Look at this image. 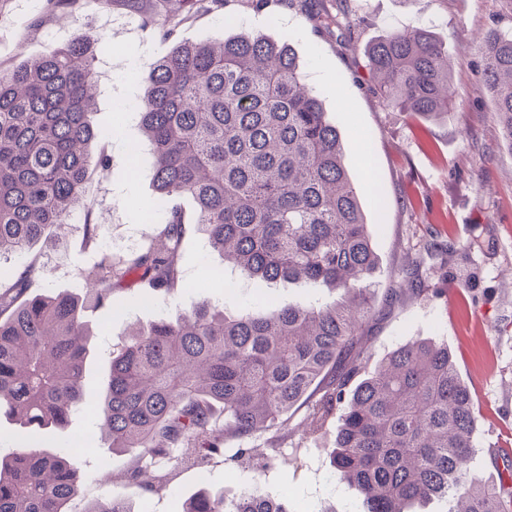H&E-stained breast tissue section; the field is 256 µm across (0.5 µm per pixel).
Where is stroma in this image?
<instances>
[{"label":"stroma","mask_w":512,"mask_h":512,"mask_svg":"<svg viewBox=\"0 0 512 512\" xmlns=\"http://www.w3.org/2000/svg\"><path fill=\"white\" fill-rule=\"evenodd\" d=\"M240 30L261 31L291 44L304 73L340 131L345 163L357 186L380 258V289L403 283L413 270L412 287L383 308L366 334L372 360L413 338L446 342L476 402L473 468L483 480L498 482L512 456V147L500 134L490 96L476 82L483 60L480 45L492 28L512 30V0H317L276 16L250 7L236 9ZM79 28L106 31L113 52L99 59L97 109L91 119L105 133L108 169L92 167L85 193L95 203L101 239L116 253L147 241L153 225L139 220V205L156 196L148 155L131 161L123 145L139 136L135 123L119 121L129 107L128 83L140 82L175 42L220 38L224 26L210 15L179 25L174 40H162L139 21L102 8L98 0H78L74 8L51 10L47 0H0V66L17 67L66 42ZM426 28L448 49L454 105L446 115L423 122L384 105L373 93L367 47L388 34ZM54 291L84 296L92 276L78 223L54 229L38 244ZM181 267L188 289L167 302H146L136 289H117L112 305L87 309L94 333L93 359L84 377L86 402H94L108 379V351L124 334L177 310L207 302L230 310H268L304 297L330 303L336 292L302 283L270 284L241 276L209 251L203 234L190 232ZM236 280V289L211 288L217 273ZM87 436L90 450L74 456L86 500L125 499L149 503L151 512H176V504L199 491L223 492L225 500L258 487L286 504L289 512H361L354 487L332 467L336 426L311 432L306 407L288 421L276 450L265 436L250 442L256 457L275 452L270 469L254 475L226 440L223 457L211 461L208 479L199 468L172 469L165 488L143 494L128 474L124 452L103 449L90 412L75 414L60 430L22 429L0 418V452L15 448L60 450L71 438ZM109 473L95 482L97 471Z\"/></svg>","instance_id":"stroma-1"}]
</instances>
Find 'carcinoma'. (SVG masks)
Returning a JSON list of instances; mask_svg holds the SVG:
<instances>
[{"instance_id":"cac0c4a2","label":"carcinoma","mask_w":512,"mask_h":512,"mask_svg":"<svg viewBox=\"0 0 512 512\" xmlns=\"http://www.w3.org/2000/svg\"><path fill=\"white\" fill-rule=\"evenodd\" d=\"M233 0H99L164 39L207 3ZM112 50L103 31L77 30L37 61L0 68V257L23 256L51 230L85 216L96 287L81 300L40 287L39 256L0 270V416L22 428H62L82 409L92 357L86 306L135 287L164 299L186 287L180 268L187 226L249 277L339 290L269 313L198 304L126 335L113 348L94 420L110 448L130 454L136 478L157 465H200L224 455V437L269 435L309 404L314 431L336 420L334 473L363 496L366 512H408L435 498L450 512H512V488L473 472L475 405L448 345L416 338L371 359L364 326L374 317L379 257L371 224L344 163L342 140L304 83L291 46L262 33L180 43L153 66L136 109L153 160L161 213L153 240L114 254L99 240L85 195L95 63ZM478 90L495 101L512 144V32L489 31ZM374 93L388 106L436 118L451 104L448 49L431 32L392 33L371 45ZM195 204L189 215L181 200ZM76 472L60 450L0 454V512H69ZM86 512H133L86 501ZM184 512H225L204 491ZM233 512H288L243 492Z\"/></svg>"}]
</instances>
